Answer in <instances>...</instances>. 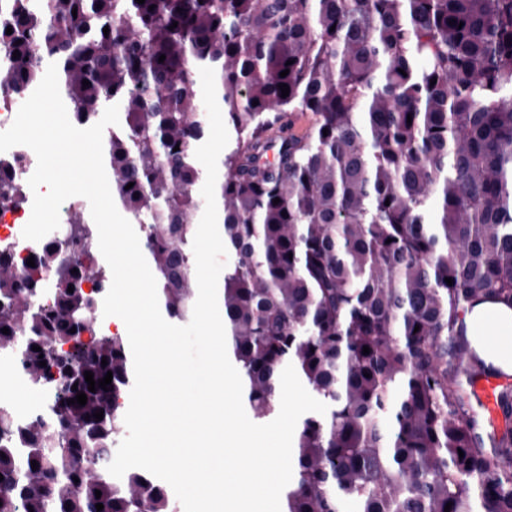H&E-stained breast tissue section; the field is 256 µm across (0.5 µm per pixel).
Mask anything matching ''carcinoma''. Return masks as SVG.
Returning a JSON list of instances; mask_svg holds the SVG:
<instances>
[{
	"instance_id": "cac0c4a2",
	"label": "carcinoma",
	"mask_w": 512,
	"mask_h": 512,
	"mask_svg": "<svg viewBox=\"0 0 512 512\" xmlns=\"http://www.w3.org/2000/svg\"><path fill=\"white\" fill-rule=\"evenodd\" d=\"M51 63L74 122L119 105L111 192L181 322L198 294L195 75L214 70L227 353L255 418L289 364L327 406L301 420L283 512H512V429L488 427L472 392L505 372L464 322L512 305V0H0V94ZM299 112L311 131L268 159V132ZM26 201L0 169V203ZM32 256L0 250V354L48 400L23 421L0 407V512H176L142 471H107L134 372L123 337L92 330L109 278L83 208ZM87 371L111 384L89 391ZM496 400L511 418L512 384Z\"/></svg>"
}]
</instances>
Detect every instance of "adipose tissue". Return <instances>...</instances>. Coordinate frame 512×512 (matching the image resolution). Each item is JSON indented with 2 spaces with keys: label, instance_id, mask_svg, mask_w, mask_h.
I'll return each mask as SVG.
<instances>
[{
  "label": "adipose tissue",
  "instance_id": "1",
  "mask_svg": "<svg viewBox=\"0 0 512 512\" xmlns=\"http://www.w3.org/2000/svg\"><path fill=\"white\" fill-rule=\"evenodd\" d=\"M465 323L480 353L512 372V307L496 301L478 304Z\"/></svg>",
  "mask_w": 512,
  "mask_h": 512
}]
</instances>
